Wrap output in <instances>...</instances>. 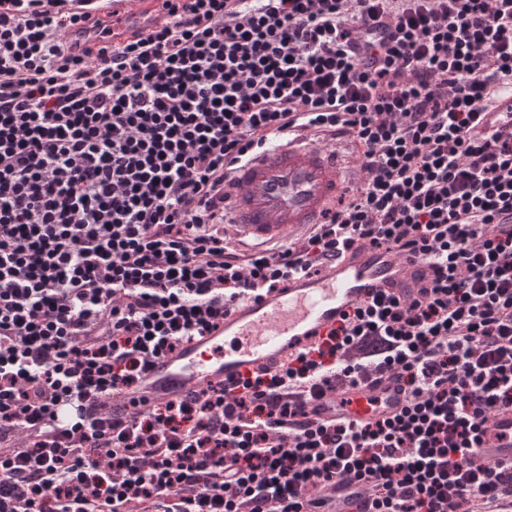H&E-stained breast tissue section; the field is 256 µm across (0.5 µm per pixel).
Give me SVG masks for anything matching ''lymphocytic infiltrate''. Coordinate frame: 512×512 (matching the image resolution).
<instances>
[{
    "instance_id": "lymphocytic-infiltrate-1",
    "label": "lymphocytic infiltrate",
    "mask_w": 512,
    "mask_h": 512,
    "mask_svg": "<svg viewBox=\"0 0 512 512\" xmlns=\"http://www.w3.org/2000/svg\"><path fill=\"white\" fill-rule=\"evenodd\" d=\"M73 0H0V512H512L477 460L512 408V0H176L126 42ZM350 134L367 179L304 244L224 237V183L292 128ZM429 270L280 369L178 403L136 391L228 303L349 250ZM397 372L407 401L311 418ZM336 487H346V490L336 491L331 494V498L325 501V504L316 509H309L313 511L308 512H358L359 506L364 501L365 494L361 488V484L350 478H346L336 484ZM350 491L362 493L364 496L356 499V495H350Z\"/></svg>"
}]
</instances>
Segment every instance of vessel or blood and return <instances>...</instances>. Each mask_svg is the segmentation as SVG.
Segmentation results:
<instances>
[{"label":"vessel or blood","instance_id":"1","mask_svg":"<svg viewBox=\"0 0 512 512\" xmlns=\"http://www.w3.org/2000/svg\"><path fill=\"white\" fill-rule=\"evenodd\" d=\"M118 42L144 34L166 19L165 0H101ZM357 154L350 136L329 142L302 137L275 140L233 174L226 201L234 233L243 243H282L306 234L335 208L352 182ZM420 264L397 251L352 250L315 277L293 276L258 299L230 304L217 330L192 338L177 351L154 360L138 388L152 403L178 402L211 384L279 368L301 351L321 342L341 316L375 292L400 294L413 287ZM406 400L395 375L365 387L330 392L313 405L322 421H367L400 412ZM482 462L512 463V408L493 417L479 449ZM316 512H358V481L347 478Z\"/></svg>","mask_w":512,"mask_h":512}]
</instances>
